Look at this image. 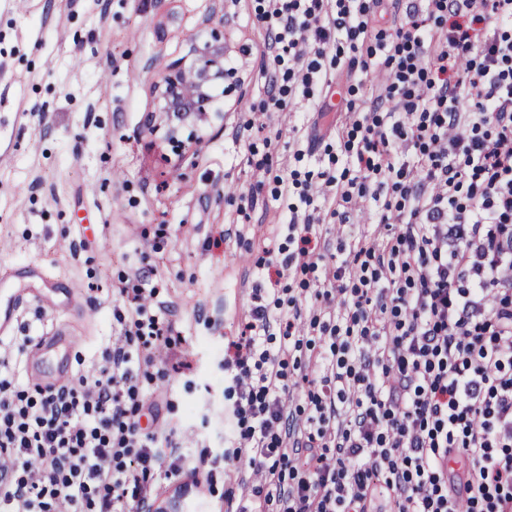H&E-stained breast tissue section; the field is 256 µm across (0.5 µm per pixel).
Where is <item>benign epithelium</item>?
Returning a JSON list of instances; mask_svg holds the SVG:
<instances>
[{
  "instance_id": "obj_1",
  "label": "benign epithelium",
  "mask_w": 512,
  "mask_h": 512,
  "mask_svg": "<svg viewBox=\"0 0 512 512\" xmlns=\"http://www.w3.org/2000/svg\"><path fill=\"white\" fill-rule=\"evenodd\" d=\"M189 56L191 63L183 58L162 75L152 113L174 143L184 133L198 139L204 126L224 120L213 95L224 85V22L205 29L204 37L192 43Z\"/></svg>"
}]
</instances>
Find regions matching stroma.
Returning <instances> with one entry per match:
<instances>
[{"mask_svg": "<svg viewBox=\"0 0 512 512\" xmlns=\"http://www.w3.org/2000/svg\"><path fill=\"white\" fill-rule=\"evenodd\" d=\"M256 0H0V284L18 303L13 335L71 336L70 356L99 358L119 331L112 287L149 265L148 287L192 353L172 373L166 413L200 446L224 432V343L251 307L256 262L288 221L274 178L327 168L339 112L319 119L296 160L295 106L270 113L262 140H234L277 70L255 23ZM224 19L232 51L247 49L241 96L201 143L174 147L150 131L154 85L185 58L206 18ZM271 171L252 209L240 194ZM232 229L223 246L217 231ZM224 474L197 476L183 506L222 512Z\"/></svg>", "mask_w": 512, "mask_h": 512, "instance_id": "stroma-1", "label": "stroma"}]
</instances>
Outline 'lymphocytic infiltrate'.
Instances as JSON below:
<instances>
[{
	"label": "lymphocytic infiltrate",
	"instance_id": "obj_1",
	"mask_svg": "<svg viewBox=\"0 0 512 512\" xmlns=\"http://www.w3.org/2000/svg\"><path fill=\"white\" fill-rule=\"evenodd\" d=\"M256 22L261 112L337 84L349 119L331 168L276 179L288 244L224 350L229 447L142 426L181 339L139 269L90 369L29 391L0 356V512H139L206 460L254 478L226 512H512V0H265ZM317 200L386 233L320 252ZM314 272L304 309L280 282Z\"/></svg>",
	"mask_w": 512,
	"mask_h": 512
}]
</instances>
